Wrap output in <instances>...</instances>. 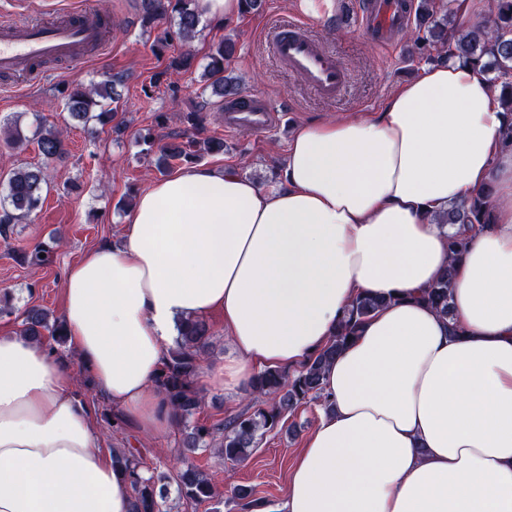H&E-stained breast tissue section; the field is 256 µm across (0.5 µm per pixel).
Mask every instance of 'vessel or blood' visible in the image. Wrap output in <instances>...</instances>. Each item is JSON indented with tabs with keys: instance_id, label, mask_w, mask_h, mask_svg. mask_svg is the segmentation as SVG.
<instances>
[{
	"instance_id": "b4317fda",
	"label": "vessel or blood",
	"mask_w": 512,
	"mask_h": 512,
	"mask_svg": "<svg viewBox=\"0 0 512 512\" xmlns=\"http://www.w3.org/2000/svg\"><path fill=\"white\" fill-rule=\"evenodd\" d=\"M412 0H369L358 22L374 39L383 41L412 16ZM105 15L84 9L55 22H0V74L28 77L35 63L70 61L88 51L103 52ZM270 46L278 68L298 77L320 100L333 102L346 91L349 73L332 49L312 35L300 21L275 19L269 28ZM277 122L276 111L260 97L243 106L226 105L224 128L262 133Z\"/></svg>"
}]
</instances>
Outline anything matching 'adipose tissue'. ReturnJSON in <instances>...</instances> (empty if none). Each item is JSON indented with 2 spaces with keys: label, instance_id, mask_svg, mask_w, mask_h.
<instances>
[{
  "label": "adipose tissue",
  "instance_id": "1",
  "mask_svg": "<svg viewBox=\"0 0 512 512\" xmlns=\"http://www.w3.org/2000/svg\"><path fill=\"white\" fill-rule=\"evenodd\" d=\"M512 115L478 68L425 67L377 114L302 126L264 188L190 166L136 200L120 246L66 271L62 320L88 379L139 433L178 417L154 378L177 324L224 317L221 392L322 349L353 299L387 303L331 362L330 405L281 503L253 512H512ZM487 188L492 224L452 258L437 218ZM454 266L453 318L419 295ZM457 335H450L449 324ZM69 367L0 334V512H129Z\"/></svg>",
  "mask_w": 512,
  "mask_h": 512
}]
</instances>
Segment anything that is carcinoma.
<instances>
[{
    "label": "carcinoma",
    "mask_w": 512,
    "mask_h": 512,
    "mask_svg": "<svg viewBox=\"0 0 512 512\" xmlns=\"http://www.w3.org/2000/svg\"><path fill=\"white\" fill-rule=\"evenodd\" d=\"M453 0L444 4L445 13L434 12L433 0H420L412 40L428 61L439 62L453 58L470 63L489 75V81L501 90L500 98L506 111L512 114V0H493L488 20L480 25L466 27L454 42L448 41V20L455 17L451 7ZM138 21L146 32L166 23L172 28L164 31L162 39L153 49L162 53L174 41L187 42L199 32L200 14L197 0H139ZM236 52V43L224 39L210 48L204 65L202 78L208 82L212 93L226 103H241L238 84L224 75V64ZM122 78L108 75L88 87L76 84L63 92L64 106L68 117L89 127L91 133L111 125L113 131L120 130L116 122L117 112L111 104L120 100L117 86ZM185 130L170 137V141L159 147L156 167L164 170L174 161L190 162L198 155L196 147L201 145L208 153L224 151L220 139H187V131L198 129L199 112L186 113ZM10 144L16 148L25 146L28 137L24 134L20 120L4 128ZM38 147L43 157L40 165H18L7 171L3 182L7 193L0 198V235L8 236L13 224L28 220L43 203L42 191L47 184L48 165L66 154L64 140L55 130L36 127ZM490 190H481L471 197L453 203L443 214L441 223L459 225V232L451 237L450 251L461 255L469 242L467 233L490 223ZM454 288L453 269H446L427 288L420 299L450 320V332L457 331L452 313ZM386 298L373 295L357 296L350 307L339 318L334 340L325 348L310 355L298 368L290 370L266 369L250 379L251 399L238 415L224 422V438L218 453L226 461L239 462L247 459L258 447L264 435L285 425L286 419L303 404L316 400L327 406L323 400L324 372L331 360L353 338L363 323L380 307ZM49 335L54 346L50 352L66 344L68 336L61 321L49 320L47 310L39 307L25 309L22 314V335L41 344L44 335ZM211 333L208 323L202 319H188L180 324L179 336L168 347L165 359L155 383L164 392L168 403L176 412L181 429V452L177 463L181 467L176 473L145 474L142 451L139 448H115L112 457L124 471L132 489L130 512H161L167 489L162 481L173 480L180 497L195 505L211 502L215 490L211 478L194 465L186 462V455L209 446L212 431L199 422L197 414L203 404L198 380L202 370V352L209 342ZM253 489L234 486L229 499L243 502L249 508L257 504Z\"/></svg>",
    "instance_id": "carcinoma-1"
}]
</instances>
